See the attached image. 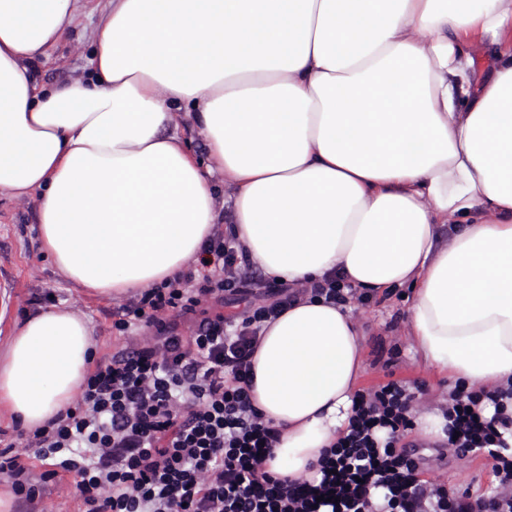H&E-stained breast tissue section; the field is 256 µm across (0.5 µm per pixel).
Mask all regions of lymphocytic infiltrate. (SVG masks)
I'll list each match as a JSON object with an SVG mask.
<instances>
[{
	"label": "lymphocytic infiltrate",
	"mask_w": 512,
	"mask_h": 512,
	"mask_svg": "<svg viewBox=\"0 0 512 512\" xmlns=\"http://www.w3.org/2000/svg\"><path fill=\"white\" fill-rule=\"evenodd\" d=\"M210 270L181 271L114 313L124 347L103 355L66 413L0 450V474L34 499L23 458L52 460L78 478L84 512H512V388L453 389L443 410L449 450L491 460L500 493L474 496L420 479L399 443L423 387L398 381L358 391L343 437L319 462V479L288 482L264 469L279 440L249 395L250 357L264 322L295 299L265 284L241 319L202 309L255 284L250 259L216 229L202 248ZM188 319L178 331L167 313ZM146 328L143 336L131 327ZM492 417H483L484 404Z\"/></svg>",
	"instance_id": "1"
}]
</instances>
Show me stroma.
Instances as JSON below:
<instances>
[{
	"instance_id": "obj_1",
	"label": "stroma",
	"mask_w": 512,
	"mask_h": 512,
	"mask_svg": "<svg viewBox=\"0 0 512 512\" xmlns=\"http://www.w3.org/2000/svg\"><path fill=\"white\" fill-rule=\"evenodd\" d=\"M94 12L78 11L66 36L47 58L32 67L35 80L45 85L82 79L99 22L112 7L111 0H94ZM36 199L18 201L0 195V349L11 331L32 312L63 304L85 314L99 338L100 352L116 351L124 344L112 332L114 301L92 299L69 284L42 251L38 236ZM407 302L399 294L374 295L355 307V316L366 333V372L361 384L369 389L388 381L424 384L426 391L419 408L428 411L445 405L448 381L437 376L415 355L405 328ZM407 452L423 458L429 477L460 490L491 495L497 482L485 459L457 456L443 448L441 441L423 437L411 430L401 440ZM26 474L37 487L34 500H20L17 512H83L75 493L76 476L59 473L47 478L49 462L35 458L25 462Z\"/></svg>"
}]
</instances>
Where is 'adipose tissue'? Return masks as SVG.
Wrapping results in <instances>:
<instances>
[{"instance_id":"ef3b65f1","label":"adipose tissue","mask_w":512,"mask_h":512,"mask_svg":"<svg viewBox=\"0 0 512 512\" xmlns=\"http://www.w3.org/2000/svg\"><path fill=\"white\" fill-rule=\"evenodd\" d=\"M77 3L0 0V194L37 197L68 282L100 299L160 284L227 205L266 277L410 289L426 366L512 383V0H112L89 73L37 85L30 66ZM477 40L496 48L482 76ZM182 112L206 161L169 132ZM97 348L78 311L27 315L0 351V409L44 427ZM252 370V403L281 431L267 470L316 478L365 373L350 307L297 298Z\"/></svg>"}]
</instances>
